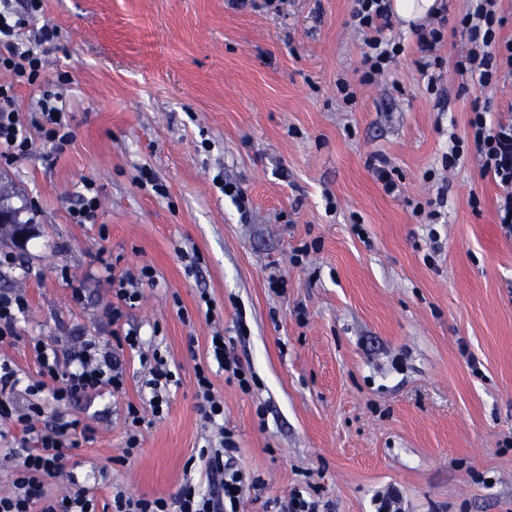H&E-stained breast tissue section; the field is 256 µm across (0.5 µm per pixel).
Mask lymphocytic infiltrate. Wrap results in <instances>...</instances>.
Listing matches in <instances>:
<instances>
[{"instance_id":"lymphocytic-infiltrate-1","label":"lymphocytic infiltrate","mask_w":512,"mask_h":512,"mask_svg":"<svg viewBox=\"0 0 512 512\" xmlns=\"http://www.w3.org/2000/svg\"><path fill=\"white\" fill-rule=\"evenodd\" d=\"M499 0H475L472 10L463 15L459 25L467 43L455 61L456 71L480 87L496 83L501 73L512 75V43L506 45L504 54H496L497 30L503 24L498 14ZM43 10V0H23L22 7H15L12 0H0V72L8 73L9 81L0 82V160L12 162L28 157L35 143L61 149L69 140L65 113L57 105L51 92H43L37 109L29 122H22L15 103V86L19 83L41 85L43 46L53 33L43 29L40 38L25 37L29 18ZM390 0H354L353 19L356 29L366 37L362 54L360 81L369 85L387 73L401 54L399 44L384 36L389 25ZM489 103L473 102L470 120L476 151L482 160L484 174L490 175L506 194L500 207L502 224H512V122L488 124L486 114ZM39 380L25 385L33 400L27 406H18L12 399L20 380L8 364H0V420L21 428L31 437L33 445L25 449L19 468L12 481V489L0 494V512H94V498L88 487L69 480L63 495H51L47 479L60 476L61 462L76 443L70 434L77 421L59 420L45 430L35 425L44 415V407L36 399L43 390H50L57 403L97 391L105 387L120 388L123 374L116 361L102 352L95 342L89 341L75 351L71 366L60 371L56 358L45 350H38ZM236 445L231 434H223L217 449L201 450L209 470L224 475V493L214 497L203 493L192 484H184L175 503L156 498L133 499L123 492L112 496L113 512H238L244 490V476L238 471H226L224 458L234 453Z\"/></svg>"}]
</instances>
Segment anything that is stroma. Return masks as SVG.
I'll return each instance as SVG.
<instances>
[{
	"label": "stroma",
	"instance_id": "1",
	"mask_svg": "<svg viewBox=\"0 0 512 512\" xmlns=\"http://www.w3.org/2000/svg\"><path fill=\"white\" fill-rule=\"evenodd\" d=\"M255 2L44 0L29 27L56 31L45 84L17 85V104L57 92L72 138L53 160L39 145L0 164L33 226L25 247L0 238L16 258L0 292L23 290L29 304L0 362L34 378L33 342L65 368L89 339L119 360L122 389L45 403L92 430L63 466L91 488L95 512H111L116 490L171 501L190 481L221 493L199 457L219 432L201 417L200 368L224 400L233 467L258 481L239 512H278L295 492L322 512H376L390 487L401 512H512V234L469 127L477 97L492 102L489 122L512 119V79L483 89L456 73V21L471 0H441V22L391 17L385 35L403 52L370 86L353 0ZM437 25L443 111L418 47ZM456 137L464 152L450 169ZM379 157L399 193L377 181ZM87 179L100 207L76 224ZM145 265L153 283L113 319V276ZM274 274L284 282L273 289ZM131 329L139 348L118 342ZM217 331L248 390L211 358ZM155 352L172 374L159 416Z\"/></svg>",
	"mask_w": 512,
	"mask_h": 512
}]
</instances>
